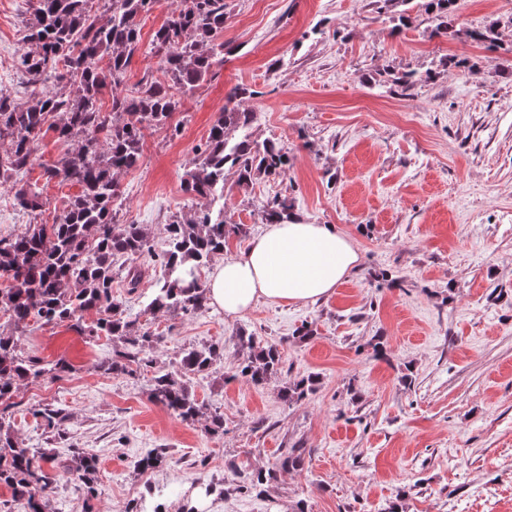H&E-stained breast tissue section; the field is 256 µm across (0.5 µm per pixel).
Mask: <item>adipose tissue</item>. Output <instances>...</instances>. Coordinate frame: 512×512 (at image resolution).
Instances as JSON below:
<instances>
[{
    "label": "adipose tissue",
    "mask_w": 512,
    "mask_h": 512,
    "mask_svg": "<svg viewBox=\"0 0 512 512\" xmlns=\"http://www.w3.org/2000/svg\"><path fill=\"white\" fill-rule=\"evenodd\" d=\"M358 262L351 239L332 224L291 219L267 225L243 254L217 263L207 280L211 305L241 316L258 302L299 304L330 296Z\"/></svg>",
    "instance_id": "obj_1"
}]
</instances>
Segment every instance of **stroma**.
I'll list each match as a JSON object with an SVG mask.
<instances>
[{"instance_id": "35a3bbf8", "label": "stroma", "mask_w": 512, "mask_h": 512, "mask_svg": "<svg viewBox=\"0 0 512 512\" xmlns=\"http://www.w3.org/2000/svg\"><path fill=\"white\" fill-rule=\"evenodd\" d=\"M225 40L234 50L185 110L179 131L145 133L142 164L122 172L119 219L144 225L162 247L164 226L196 204L181 180L232 87L256 96L257 132L276 138L292 165L285 177L238 189L226 174L224 215L246 224L225 256L244 253L264 230L257 208L288 196L308 224H332L359 252L356 271L325 300L258 303L230 317L207 311L177 318L145 311L144 284L112 292L128 317L159 334L158 367L172 369L190 347L215 345L212 373L186 385L224 432L205 418L184 422L149 398L151 371L103 375L111 341L86 342L68 324L31 326L29 355L69 361L72 372L21 386L12 410L19 444L39 447L30 406L67 409L66 441L45 464L57 512H126L164 490L167 512L184 499L199 512H512V0H458L453 28L431 33L426 15L377 13L371 0H226ZM33 0H0V94L26 103L16 79ZM502 23L500 45L466 38ZM462 67L438 70L441 57ZM435 71L407 93L389 87V69ZM314 335L300 339L302 325ZM278 344L281 378L256 386L226 381L247 352L238 334ZM383 342L386 355L374 357ZM313 377L302 402L285 404L284 381ZM94 454L98 495L84 502L59 462L70 447ZM303 470L279 473L263 494L240 493L233 466L271 468L291 448ZM154 448L169 462L143 470ZM214 492L204 495L205 485Z\"/></svg>"}]
</instances>
